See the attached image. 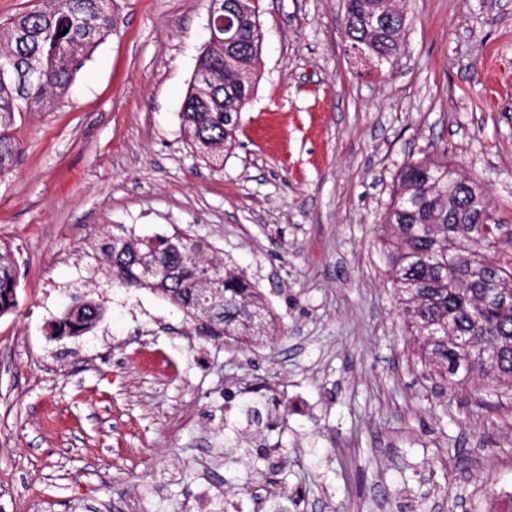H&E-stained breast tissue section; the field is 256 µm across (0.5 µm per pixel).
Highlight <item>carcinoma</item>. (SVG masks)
<instances>
[{
	"label": "carcinoma",
	"mask_w": 512,
	"mask_h": 512,
	"mask_svg": "<svg viewBox=\"0 0 512 512\" xmlns=\"http://www.w3.org/2000/svg\"><path fill=\"white\" fill-rule=\"evenodd\" d=\"M404 14L393 0H347L344 28L360 52L381 61L392 57L404 28ZM236 45L209 42L198 59L194 80L179 113L194 144L214 161L232 145L255 76L262 29L257 3L238 17ZM115 29L112 0H42V6L15 15L0 35V176L10 172L20 153L15 114L50 111L69 91L74 76ZM43 72L40 82L25 81L26 70ZM486 209L474 179L460 178L446 161L408 159L401 167L380 228L392 227L389 252L400 303L411 326L424 338L422 351L442 380L480 392L512 381V239L494 216L473 222ZM110 283L149 289L183 310L201 336H234L253 341L276 331V318L264 295L234 267L205 256V245L177 232L127 237V250L112 254V237L100 243ZM156 268L146 277L144 267ZM224 280V317L210 321L199 311L204 271ZM17 266L0 252V316L18 304ZM102 309L89 302L69 311L53 332L79 336L101 320Z\"/></svg>",
	"instance_id": "1"
}]
</instances>
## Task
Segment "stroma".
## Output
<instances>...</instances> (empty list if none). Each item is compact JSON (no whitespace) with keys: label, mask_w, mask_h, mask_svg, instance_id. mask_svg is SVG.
Returning a JSON list of instances; mask_svg holds the SVG:
<instances>
[{"label":"stroma","mask_w":512,"mask_h":512,"mask_svg":"<svg viewBox=\"0 0 512 512\" xmlns=\"http://www.w3.org/2000/svg\"><path fill=\"white\" fill-rule=\"evenodd\" d=\"M397 3L403 47L378 65L351 48L345 0H258L254 95L218 162L178 118L210 0H114L117 29L64 105L17 117L0 178L19 274L0 317V512L505 506L512 412L421 363L374 221L413 157L483 181L512 230V0ZM126 229L205 242L264 293L276 335L200 336L161 296L110 284L99 244ZM78 296L101 321L53 336ZM265 399L271 419L250 422Z\"/></svg>","instance_id":"obj_1"}]
</instances>
